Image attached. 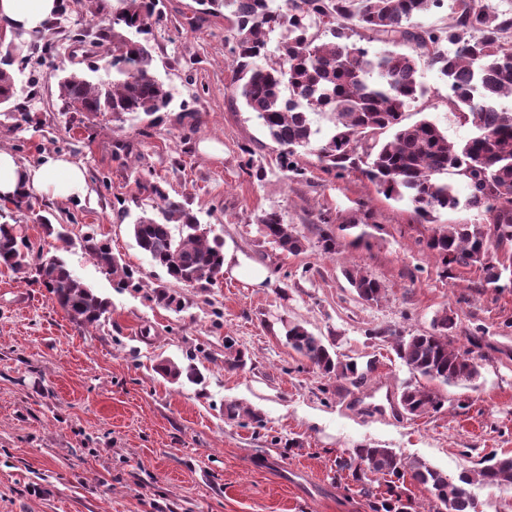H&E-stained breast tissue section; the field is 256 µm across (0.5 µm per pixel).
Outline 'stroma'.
I'll list each match as a JSON object with an SVG mask.
<instances>
[{
    "label": "stroma",
    "instance_id": "35a3bbf8",
    "mask_svg": "<svg viewBox=\"0 0 512 512\" xmlns=\"http://www.w3.org/2000/svg\"><path fill=\"white\" fill-rule=\"evenodd\" d=\"M159 8L154 68L172 102L154 127L108 114L73 123L62 114L59 75L100 60L92 43L72 41L76 30L94 33L107 22L89 6L70 4L61 28L47 33L52 50L43 64L23 67L16 102L30 120L1 113L0 149L24 164L68 156L86 170L87 193L32 195L12 209L13 222L35 243L46 237L41 215L77 234L94 230L155 286L164 274L131 232L140 208L130 206L124 220L115 208L135 194L134 171L145 170L166 180L171 196L191 200L225 252L267 276L257 285L227 273L212 288H183L187 303L176 313L144 293L117 291L74 246L63 253L70 270L112 302L106 321L85 330L44 289L0 268V512H372L384 487L365 494L336 467L361 445L394 449L451 478L479 469L488 454L512 453V280L494 288L476 267L442 273L425 248L436 228L481 215L462 204L421 221L360 172L334 177L304 150L303 176L286 178L277 144L232 96L227 21L190 26L194 0H160ZM418 79L426 94L407 109V122L429 118L449 142H465L473 130L449 105L446 81L424 64ZM123 142L131 151L120 150ZM247 149L263 177L246 173ZM270 209L304 237L303 252L260 236L257 218ZM321 213L332 216L340 242L331 255L317 246ZM354 219L368 225L358 244L347 228ZM353 268L379 280L384 297L361 300L345 278ZM444 311L454 346L481 337L479 377L439 386L443 406L419 417L367 409V388L397 396L413 379L388 334L432 331ZM287 322L323 337L340 359L373 361L366 386L309 367L286 341ZM228 336L246 352L244 368H225ZM198 347L201 382L172 384L155 372L160 360L185 362ZM231 401L260 410L263 427L225 418Z\"/></svg>",
    "mask_w": 512,
    "mask_h": 512
}]
</instances>
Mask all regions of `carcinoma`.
Listing matches in <instances>:
<instances>
[{
  "label": "carcinoma",
  "mask_w": 512,
  "mask_h": 512,
  "mask_svg": "<svg viewBox=\"0 0 512 512\" xmlns=\"http://www.w3.org/2000/svg\"><path fill=\"white\" fill-rule=\"evenodd\" d=\"M159 0H119L108 24L99 29L95 45L108 57L103 74L92 67L66 73L59 82L62 109L74 114L110 113L112 120L138 119L152 126L167 111L171 95L154 74V55L149 43L152 25L160 21ZM445 0H195L196 25L208 16L224 15L231 23L236 86L233 95L256 115L270 138L279 145L280 169L300 174L298 150L316 152L325 171L341 177L359 169L389 199L409 202L422 218L459 205L451 175L467 189L466 205L484 216L482 224H454L440 229L427 241L442 273L454 268L479 267L489 284L498 283L512 267L492 254L491 243H512V13L499 11L484 0H450L453 23L448 27L423 28L414 16L441 8ZM280 28L288 38L279 50L282 63L260 66L267 56L268 33ZM386 46L380 53L355 42ZM437 69L448 84V103L474 134L461 146L429 119L405 122V109L425 94L418 81L420 60ZM14 58L0 62V104L16 96ZM329 123L323 128L315 117ZM139 193L157 210L132 224L136 245L154 265L175 282L207 289L217 284L215 275L224 268L223 242L209 237L187 201L171 197L152 173L135 172ZM48 233L64 244H75L106 273L115 287L138 291L143 287L140 270L112 252L108 241L87 232L73 238L67 225L42 218ZM317 227L323 254L336 252L339 241L325 228L329 216L320 214ZM263 237L278 248L299 253L305 244L282 215L265 211L258 217ZM0 265L46 288L77 326L101 325L110 302L84 284L57 253L36 246L18 233L15 225L0 224ZM357 296L377 302L384 289L360 270L346 272ZM157 303L178 311L181 296L159 285L153 291ZM453 318L443 311L433 320V331L395 336L391 348L413 376L444 385L470 381L479 375L475 349L481 338L468 337L470 347L455 348L448 342ZM288 345L324 376L334 375L352 386L366 382V374L353 360L342 361L322 337L301 324L287 327ZM246 365L245 354L224 338V366ZM171 383L194 380L195 368L164 360L156 368ZM399 404L410 415L424 414L441 406L438 392L421 383L407 384ZM224 415L248 418L262 425L261 413L237 403L225 406ZM339 470L361 480L368 475L410 478L426 487L448 512H470L473 502L464 472L458 479L420 459L402 460L392 449L363 446L337 462ZM485 485L512 488V455L496 454L477 470Z\"/></svg>",
  "instance_id": "cac0c4a2"
}]
</instances>
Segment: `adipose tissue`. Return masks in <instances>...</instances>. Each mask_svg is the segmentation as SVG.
Returning <instances> with one entry per match:
<instances>
[{
  "label": "adipose tissue",
  "instance_id": "obj_1",
  "mask_svg": "<svg viewBox=\"0 0 512 512\" xmlns=\"http://www.w3.org/2000/svg\"><path fill=\"white\" fill-rule=\"evenodd\" d=\"M59 7V0H0V32L9 41L27 39L43 29ZM85 179L84 170L63 156L47 154L38 164L24 165L0 149V199L8 201L23 192L68 198L81 192Z\"/></svg>",
  "mask_w": 512,
  "mask_h": 512
}]
</instances>
